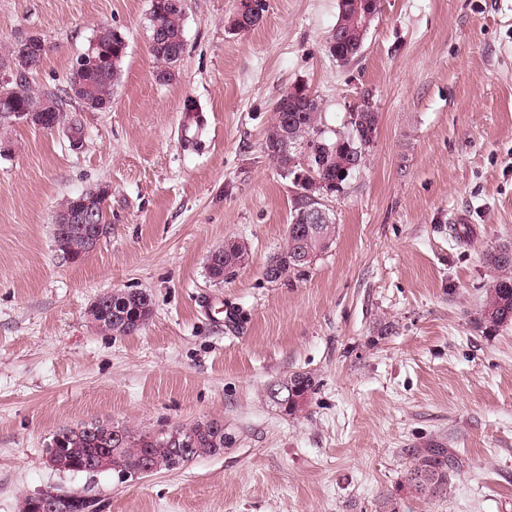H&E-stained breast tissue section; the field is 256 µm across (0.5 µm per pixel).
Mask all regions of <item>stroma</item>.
<instances>
[{"label":"stroma","instance_id":"stroma-1","mask_svg":"<svg viewBox=\"0 0 512 512\" xmlns=\"http://www.w3.org/2000/svg\"><path fill=\"white\" fill-rule=\"evenodd\" d=\"M235 32L237 0H185V49L157 83L151 0H0V47L34 36L28 75L55 93L98 25L126 38L112 105L68 101L81 151L58 130L0 129V512L52 487L103 512H512V326L475 322L512 241V0H380L362 53L329 52L339 0H266ZM319 97L328 133L370 99L366 163L325 195L336 238L301 272L264 279L295 196L262 148L275 101ZM203 125L181 139L185 101ZM108 188V229L83 260L53 237L60 202ZM464 218L477 239L456 242ZM245 240L249 259L217 283L210 253ZM113 290L150 293L139 331L87 314ZM295 372L316 390L303 412L267 396ZM224 424L220 454L121 480L47 463L59 429L99 420L158 433ZM449 440L461 465L447 498L400 491L407 448Z\"/></svg>","mask_w":512,"mask_h":512}]
</instances>
